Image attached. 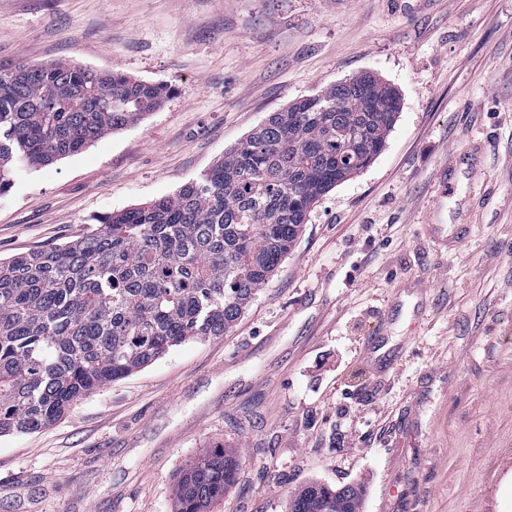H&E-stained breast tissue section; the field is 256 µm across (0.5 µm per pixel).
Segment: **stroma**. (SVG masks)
Returning a JSON list of instances; mask_svg holds the SVG:
<instances>
[{
  "instance_id": "1",
  "label": "stroma",
  "mask_w": 512,
  "mask_h": 512,
  "mask_svg": "<svg viewBox=\"0 0 512 512\" xmlns=\"http://www.w3.org/2000/svg\"><path fill=\"white\" fill-rule=\"evenodd\" d=\"M61 60L174 93L18 172L0 259L174 194L357 73L400 109L229 332L0 437V512H176L217 448L240 467L210 512H287L311 480L363 485V512H512V0H0V67Z\"/></svg>"
}]
</instances>
